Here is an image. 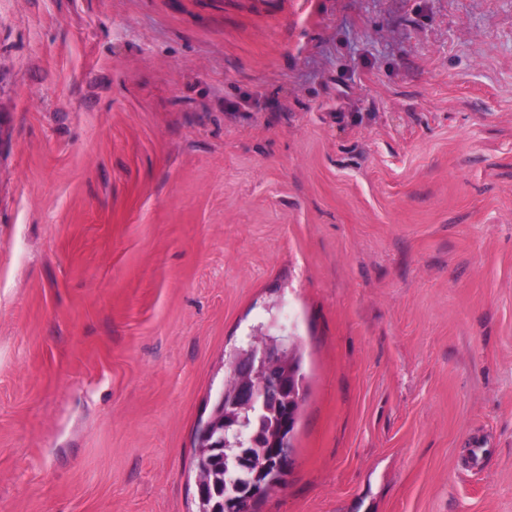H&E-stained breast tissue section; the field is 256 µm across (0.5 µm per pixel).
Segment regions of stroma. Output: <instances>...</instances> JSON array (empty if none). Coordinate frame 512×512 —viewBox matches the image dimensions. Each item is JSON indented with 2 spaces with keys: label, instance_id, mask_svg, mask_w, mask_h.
<instances>
[{
  "label": "stroma",
  "instance_id": "obj_1",
  "mask_svg": "<svg viewBox=\"0 0 512 512\" xmlns=\"http://www.w3.org/2000/svg\"><path fill=\"white\" fill-rule=\"evenodd\" d=\"M263 333L259 512H512V0H0V512H196ZM248 355L249 349L242 350L233 362L238 361L234 364V369L239 381V409L249 412L261 411L269 400L283 394H288L290 403L301 401L305 376L300 354L294 353L293 356L297 374L288 362L291 351L277 341H266L254 348L249 358ZM242 359L245 360L241 362ZM297 375L302 389L298 387ZM262 386L265 389L261 388Z\"/></svg>",
  "mask_w": 512,
  "mask_h": 512
}]
</instances>
